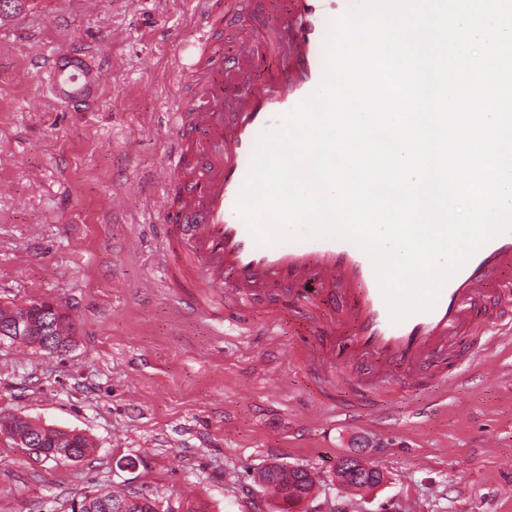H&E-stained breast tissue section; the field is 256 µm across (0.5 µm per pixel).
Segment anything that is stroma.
I'll return each mask as SVG.
<instances>
[{
  "instance_id": "1",
  "label": "stroma",
  "mask_w": 512,
  "mask_h": 512,
  "mask_svg": "<svg viewBox=\"0 0 512 512\" xmlns=\"http://www.w3.org/2000/svg\"><path fill=\"white\" fill-rule=\"evenodd\" d=\"M60 23L46 26L44 11ZM190 0H26L0 19V306L59 303L73 344L45 356L0 342V415L77 430L94 447L41 463L0 434V512H71L99 491L157 512H275L265 466L306 467L294 512H512V344L437 398L434 379L381 384L384 423L332 420L340 373L265 357L258 303L223 335L181 315L157 265L168 246L156 173L172 160L175 61L194 35ZM101 77L77 99L38 58ZM362 450L386 479L352 495L336 463Z\"/></svg>"
}]
</instances>
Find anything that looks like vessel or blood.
<instances>
[{
  "label": "vessel or blood",
  "instance_id": "vessel-or-blood-1",
  "mask_svg": "<svg viewBox=\"0 0 512 512\" xmlns=\"http://www.w3.org/2000/svg\"><path fill=\"white\" fill-rule=\"evenodd\" d=\"M352 0H254L280 22L264 39L237 30L233 55L224 31L236 17L226 0H194L196 37L180 63L187 105L172 109L177 130L172 162L158 174L175 190L160 210L169 248L160 263L181 287L185 317L228 320L256 297L282 285L306 307V323L320 336L315 347L271 348L289 366L308 363L341 371L350 394L329 401L333 414L358 424L357 397H371L369 376L394 369L439 371L440 384L465 381L462 337L512 335V231L473 253L449 279L431 311L392 323L375 268L352 241L310 238L292 223L295 240L276 241L268 225L251 229L239 206L259 134L284 128L287 116L321 80L326 38ZM277 59L275 75L238 85L224 83L241 65Z\"/></svg>",
  "mask_w": 512,
  "mask_h": 512
}]
</instances>
